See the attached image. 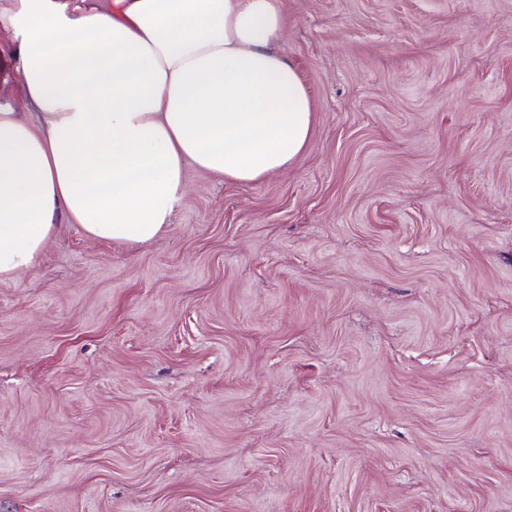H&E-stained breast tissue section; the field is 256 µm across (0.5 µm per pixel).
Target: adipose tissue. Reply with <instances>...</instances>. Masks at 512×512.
<instances>
[{"instance_id":"obj_1","label":"adipose tissue","mask_w":512,"mask_h":512,"mask_svg":"<svg viewBox=\"0 0 512 512\" xmlns=\"http://www.w3.org/2000/svg\"><path fill=\"white\" fill-rule=\"evenodd\" d=\"M29 121L0 107V281L60 220L91 239L164 234L186 165L241 185L284 171L313 105L277 45L283 0H0Z\"/></svg>"}]
</instances>
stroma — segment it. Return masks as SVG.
<instances>
[{"instance_id": "stroma-1", "label": "stroma", "mask_w": 512, "mask_h": 512, "mask_svg": "<svg viewBox=\"0 0 512 512\" xmlns=\"http://www.w3.org/2000/svg\"><path fill=\"white\" fill-rule=\"evenodd\" d=\"M313 133L0 281V512H512V0H286Z\"/></svg>"}]
</instances>
